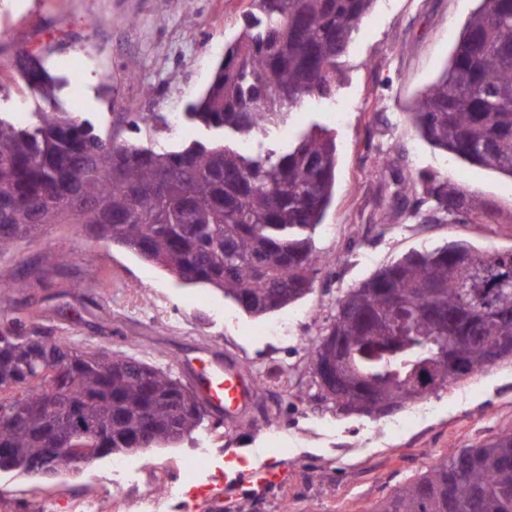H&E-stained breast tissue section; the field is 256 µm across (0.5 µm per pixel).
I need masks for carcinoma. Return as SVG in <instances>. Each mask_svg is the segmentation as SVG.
<instances>
[{
	"label": "carcinoma",
	"instance_id": "obj_1",
	"mask_svg": "<svg viewBox=\"0 0 512 512\" xmlns=\"http://www.w3.org/2000/svg\"><path fill=\"white\" fill-rule=\"evenodd\" d=\"M374 0H252L205 94L187 122L214 133L175 149L137 138L166 132L159 112H114L105 125L55 108L56 81L41 67L22 72L48 107L24 124L0 116V254L45 224L100 226L101 238L134 251L188 284L215 288L249 315L282 309L306 295L335 181V138L317 128L285 150L246 154L236 142L285 125L290 108L331 96L337 59ZM409 120L435 148L512 176V0H484L467 20L444 72L416 99ZM425 201L433 216L484 211L433 174ZM448 329L428 316L431 300ZM0 291V470L29 473L51 448L92 445L105 457L157 448L191 436L206 421L192 388L132 355L97 357L75 341L9 318ZM346 313L327 332L354 347L352 374L377 390L370 407L334 391L321 400L343 414L382 415L484 372L490 354L512 359V252L488 253L465 240L413 250L339 299ZM447 354L462 369L448 371ZM61 378V398L45 405L43 376ZM374 512H512V432L458 452L381 500Z\"/></svg>",
	"mask_w": 512,
	"mask_h": 512
}]
</instances>
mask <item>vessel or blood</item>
Returning a JSON list of instances; mask_svg holds the SVG:
<instances>
[{"label": "vessel or blood", "mask_w": 512, "mask_h": 512, "mask_svg": "<svg viewBox=\"0 0 512 512\" xmlns=\"http://www.w3.org/2000/svg\"><path fill=\"white\" fill-rule=\"evenodd\" d=\"M184 363L191 369L196 390L216 417L232 420L236 410L249 405L254 388L239 364H222L199 354L185 358Z\"/></svg>", "instance_id": "1"}]
</instances>
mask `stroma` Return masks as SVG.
I'll return each instance as SVG.
<instances>
[{"mask_svg": "<svg viewBox=\"0 0 512 512\" xmlns=\"http://www.w3.org/2000/svg\"><path fill=\"white\" fill-rule=\"evenodd\" d=\"M481 0H376L338 60L332 98L293 107L288 125L260 142L287 147L314 127L336 138L331 204L315 233L320 257L311 292L263 317L94 237L79 224H47L0 256V285L19 288L15 311L79 346L125 351L186 379L182 359L199 347L243 359L255 387L275 392L279 410L265 425L236 424L232 441L211 423L176 447L111 457L46 481L0 472V507L72 512L79 496L112 497L113 485L142 483L188 456L199 466L174 475L172 494L224 473L230 512H373L401 485L430 471L450 451L512 432V359L430 392L386 416L339 414L315 397L313 352L299 337L325 334L347 289L403 254L463 239L482 251L512 250V177L453 159L429 145L408 119L415 99L446 68ZM249 0H193L191 14L171 0H0V113L40 111L43 100L20 78L32 60L62 81L66 111L106 123L114 112H161L172 143L204 139L184 112L208 87L226 47L240 34ZM435 174L487 204L486 214L452 224L411 219L397 198ZM416 418H408V411ZM285 464L279 485L234 484L235 464Z\"/></svg>", "mask_w": 512, "mask_h": 512, "instance_id": "stroma-1", "label": "stroma"}]
</instances>
